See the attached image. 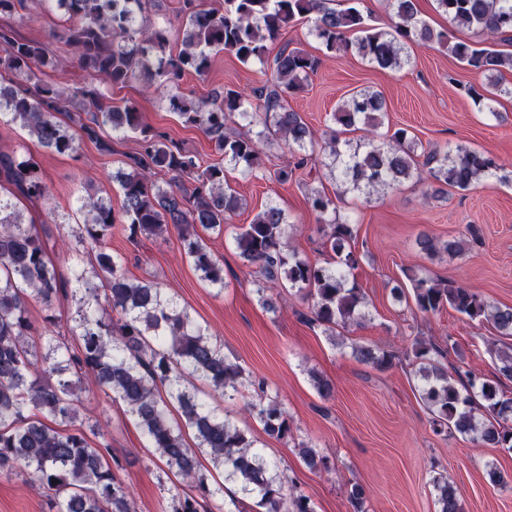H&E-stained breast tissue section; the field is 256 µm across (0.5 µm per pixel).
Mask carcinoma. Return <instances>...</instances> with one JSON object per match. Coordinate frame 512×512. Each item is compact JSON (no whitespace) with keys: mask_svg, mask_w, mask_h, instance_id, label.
<instances>
[{"mask_svg":"<svg viewBox=\"0 0 512 512\" xmlns=\"http://www.w3.org/2000/svg\"><path fill=\"white\" fill-rule=\"evenodd\" d=\"M64 17L51 37L71 46L75 58L52 55L35 40L0 27V123L15 124L41 147L79 154L81 136L73 130L70 104L80 99L87 122L79 124L99 150L112 147L100 137L104 131L137 133L140 150L128 157V167L112 173L122 196L114 211L108 196L89 195L80 201L75 223L56 225L61 242L75 241L65 251L62 269L50 257L51 231H38L25 218L17 201L48 196L39 163L28 151L0 153V474L26 472L50 492L55 512H135L121 481L107 461L111 445L98 423L68 429L80 412L78 386L88 383L121 401L142 429L151 447L170 472L189 491L172 498V512H205L222 486L209 482L198 455L209 456L224 481L238 485L252 500L251 512H315L308 496L285 492V476L254 440L227 416L216 413L198 396L196 382L230 397L242 387L257 385L259 400L248 405L270 438L288 437V413L267 397L263 383L224 356L186 308L179 306L154 281H132L107 242L118 224L128 225L130 239L163 238L174 230L201 279L224 286V266L211 253L202 233H221L224 224L243 206V199L226 178L224 165L255 174L265 171L267 149L290 153L315 152L317 141L302 115L288 108L287 96L300 91L318 65L314 57L286 47L270 55L268 44L299 18L312 22V32L331 53L353 50L381 69L400 65L407 42L441 46L466 69L493 80L512 69V53L496 42L512 43V0H436L454 27L474 30L491 39L477 46L436 31L418 16L416 0H393L389 29L367 23L355 0L336 10L327 0H224V8L204 9L197 0H183L186 22L181 48H171V32L150 20L152 0H39ZM233 54L247 64L270 65L272 83L252 95L236 91L207 99L189 98L176 91L184 75H204L210 51ZM75 66L99 80L97 85L47 84L38 78L46 69ZM137 83L146 92L172 90L169 108L182 121L201 130L213 143L221 161L206 164L199 155L172 142L166 133L145 125L136 103L112 105L102 87ZM263 113V130L238 124ZM386 103L377 92L364 91L341 105L334 121L350 131L359 125L383 124ZM337 133L322 146L321 164L339 171L346 188L371 193L395 188L418 173L414 149L404 128L383 140L366 139L345 153ZM422 166L432 181L466 190L482 176L502 169L487 152L457 148L456 155L433 150ZM319 223L329 227L324 247L332 264L318 266L286 249L288 217L267 205L254 220L234 234L243 262L263 280L257 289L262 305L274 302L268 289L287 286L313 301L311 325L324 328L336 341V327L358 322L366 296L348 276L362 262L351 245L353 227L336 218V200L321 190L308 196ZM468 241L453 239L444 247L428 235L419 239L422 251L443 249L460 254ZM412 299L423 314L445 307L470 320L485 319L503 336H512V306H490L469 289L451 280L410 275ZM71 296L63 314L59 298ZM42 305L41 329L29 316L30 301ZM69 325L76 347L54 334L61 320ZM362 363L383 370L406 359L422 381V398L433 414L434 430L454 431L483 445L512 448V397L499 381L483 380L470 371L460 388L448 376L443 350L423 339L397 352L371 343L351 344ZM191 433L194 444L186 440ZM100 437L91 445L90 436ZM298 454L312 471L330 472L327 456L301 442ZM344 492L353 512H365L366 488L349 481ZM437 512H461L448 480H434Z\"/></svg>","mask_w":512,"mask_h":512,"instance_id":"obj_1","label":"carcinoma"}]
</instances>
